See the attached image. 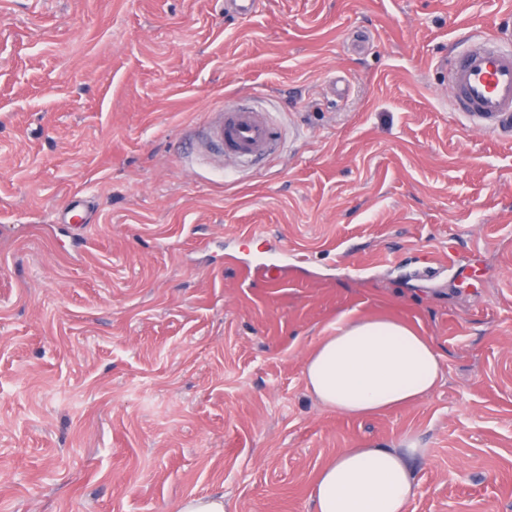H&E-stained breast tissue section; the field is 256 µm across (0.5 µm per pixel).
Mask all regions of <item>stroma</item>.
<instances>
[{"label": "stroma", "instance_id": "obj_1", "mask_svg": "<svg viewBox=\"0 0 512 512\" xmlns=\"http://www.w3.org/2000/svg\"><path fill=\"white\" fill-rule=\"evenodd\" d=\"M506 30L512 0H0V512H314L341 450L407 439L413 512H512V134L444 67ZM233 103L280 131L249 165L200 147ZM344 314L428 336L435 390L316 400Z\"/></svg>", "mask_w": 512, "mask_h": 512}]
</instances>
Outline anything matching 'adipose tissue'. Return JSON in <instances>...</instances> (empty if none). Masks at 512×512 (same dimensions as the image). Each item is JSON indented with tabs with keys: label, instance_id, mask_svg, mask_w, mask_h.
I'll return each instance as SVG.
<instances>
[{
	"label": "adipose tissue",
	"instance_id": "adipose-tissue-1",
	"mask_svg": "<svg viewBox=\"0 0 512 512\" xmlns=\"http://www.w3.org/2000/svg\"><path fill=\"white\" fill-rule=\"evenodd\" d=\"M442 356L408 325L342 316L333 335L303 366L308 391L324 406L365 416L420 401L437 386ZM405 450L363 446L342 450L315 480V512H411L417 485Z\"/></svg>",
	"mask_w": 512,
	"mask_h": 512
}]
</instances>
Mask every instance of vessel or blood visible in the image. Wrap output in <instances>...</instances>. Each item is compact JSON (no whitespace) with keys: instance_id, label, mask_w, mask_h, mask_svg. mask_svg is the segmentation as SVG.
I'll return each mask as SVG.
<instances>
[{"instance_id":"obj_1","label":"vessel or blood","mask_w":512,"mask_h":512,"mask_svg":"<svg viewBox=\"0 0 512 512\" xmlns=\"http://www.w3.org/2000/svg\"><path fill=\"white\" fill-rule=\"evenodd\" d=\"M450 102L475 128L512 132V34L480 39L448 63ZM206 145L239 162L269 154L275 130L266 113L250 108L215 112Z\"/></svg>"}]
</instances>
